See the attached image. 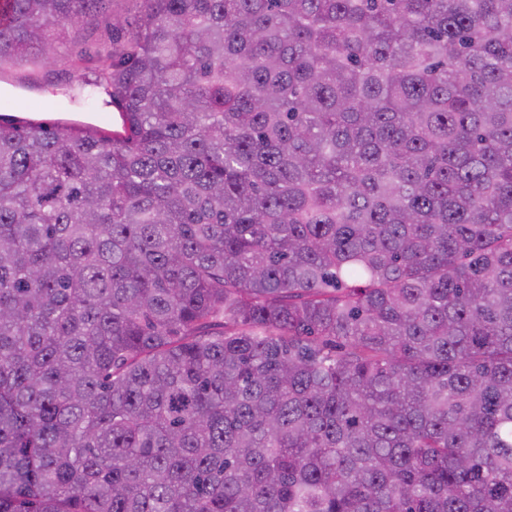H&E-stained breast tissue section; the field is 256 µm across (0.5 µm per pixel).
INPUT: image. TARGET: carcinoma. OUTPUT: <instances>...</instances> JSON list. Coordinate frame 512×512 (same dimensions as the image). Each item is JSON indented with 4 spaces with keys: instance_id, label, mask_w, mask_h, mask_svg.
Here are the masks:
<instances>
[{
    "instance_id": "1",
    "label": "carcinoma",
    "mask_w": 512,
    "mask_h": 512,
    "mask_svg": "<svg viewBox=\"0 0 512 512\" xmlns=\"http://www.w3.org/2000/svg\"><path fill=\"white\" fill-rule=\"evenodd\" d=\"M140 3L0 117V512H512V0ZM140 8L138 1L109 2L106 9L90 17L82 29L70 32L65 51L47 67L34 69L25 62L6 64L0 73V113L15 116L26 114L32 110L28 108L30 101L39 99L45 102L46 107L33 111H40L44 119L81 118L90 112L112 117V107L105 106L102 97L87 98L88 88L80 89L82 81L93 78L96 71L95 60H84L80 52L86 45L110 44L112 11L125 20V31H129L135 26ZM23 83H35L39 88L34 91L24 90L19 87ZM71 95L76 96L74 101L70 100ZM112 125L115 131L121 128L114 116Z\"/></svg>"
}]
</instances>
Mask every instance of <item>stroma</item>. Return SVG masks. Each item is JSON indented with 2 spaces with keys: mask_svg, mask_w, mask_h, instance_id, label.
<instances>
[{
  "mask_svg": "<svg viewBox=\"0 0 512 512\" xmlns=\"http://www.w3.org/2000/svg\"><path fill=\"white\" fill-rule=\"evenodd\" d=\"M139 0H109L104 11L90 17L80 30L71 32L66 49L55 62L41 69L25 62L0 68V113L15 116L27 113L31 100L44 103L43 118L80 117L91 112L108 113L102 98L86 97L84 79L94 77V61L84 60L83 47L104 45L112 39V18L121 16L125 29H132L139 15Z\"/></svg>",
  "mask_w": 512,
  "mask_h": 512,
  "instance_id": "35a3bbf8",
  "label": "stroma"
}]
</instances>
